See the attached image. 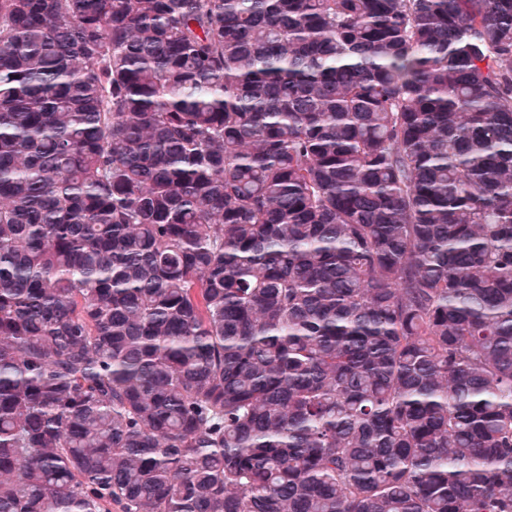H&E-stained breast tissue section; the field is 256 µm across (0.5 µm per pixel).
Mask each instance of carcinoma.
Instances as JSON below:
<instances>
[{
	"label": "carcinoma",
	"mask_w": 512,
	"mask_h": 512,
	"mask_svg": "<svg viewBox=\"0 0 512 512\" xmlns=\"http://www.w3.org/2000/svg\"><path fill=\"white\" fill-rule=\"evenodd\" d=\"M0 512H512V0H0Z\"/></svg>",
	"instance_id": "1"
}]
</instances>
